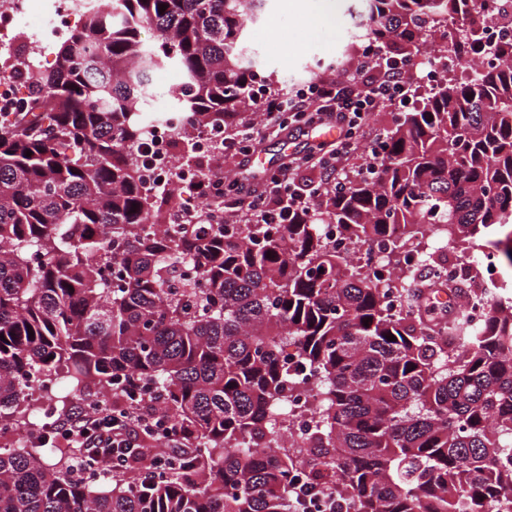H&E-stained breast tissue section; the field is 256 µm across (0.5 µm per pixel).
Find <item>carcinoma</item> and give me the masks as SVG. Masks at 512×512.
<instances>
[{
	"mask_svg": "<svg viewBox=\"0 0 512 512\" xmlns=\"http://www.w3.org/2000/svg\"><path fill=\"white\" fill-rule=\"evenodd\" d=\"M365 2L370 40L433 58L441 81L382 138L375 173L244 237L176 224V196L143 190L137 112L148 68L175 67L173 146L234 126L257 84L245 23L265 0H108L53 69L10 65L29 96L0 123V436L27 431L61 382L79 400L145 383L186 448L154 479L88 484L40 436L0 447V512H304L301 481L330 493L325 512H487L501 496L512 512V295L480 328L456 308L435 335L391 304L421 274L400 263L428 226L512 269V38L480 66L471 0ZM450 28L448 59L425 32ZM321 224L379 242L401 287ZM310 375L322 397L298 443L282 397Z\"/></svg>",
	"mask_w": 512,
	"mask_h": 512,
	"instance_id": "obj_1",
	"label": "carcinoma"
}]
</instances>
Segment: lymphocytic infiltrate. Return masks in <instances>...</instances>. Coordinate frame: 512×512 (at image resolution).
Returning <instances> with one entry per match:
<instances>
[{
	"instance_id": "obj_1",
	"label": "lymphocytic infiltrate",
	"mask_w": 512,
	"mask_h": 512,
	"mask_svg": "<svg viewBox=\"0 0 512 512\" xmlns=\"http://www.w3.org/2000/svg\"><path fill=\"white\" fill-rule=\"evenodd\" d=\"M414 69L391 57L381 46L359 50L349 70L321 76L291 94L260 92L255 100V118L236 125L224 139L222 157L216 158L213 175L183 183L173 173L168 188L192 200L210 201L215 213L230 221L242 214L261 224L288 223L300 201L316 203L332 182L338 181L346 162L357 150L354 134L374 113L404 105L417 83ZM309 127L332 126L336 140L321 144L318 152L289 159L276 171L254 184L239 178L224 180L220 169L225 159L248 156L249 145L264 131L279 126L282 115ZM315 172L307 188L297 184L299 170ZM50 431L61 437L76 463L94 461L115 472L137 470L147 475L157 458L144 452L146 437L179 448L183 438L157 417V407L146 403L137 415H128L110 404L95 412L72 411L59 417Z\"/></svg>"
}]
</instances>
